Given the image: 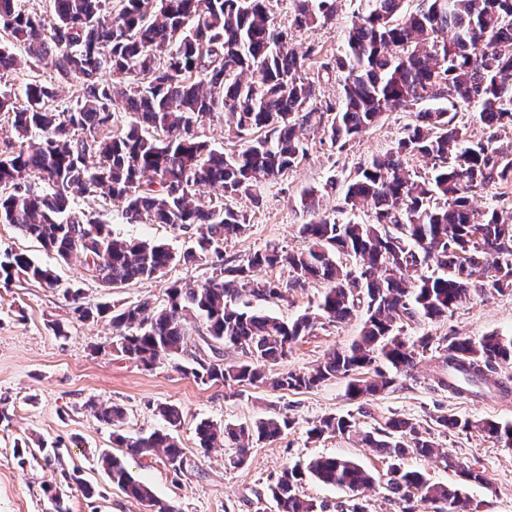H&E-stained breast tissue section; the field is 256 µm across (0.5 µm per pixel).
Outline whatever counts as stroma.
Returning a JSON list of instances; mask_svg holds the SVG:
<instances>
[{
	"instance_id": "1",
	"label": "stroma",
	"mask_w": 512,
	"mask_h": 512,
	"mask_svg": "<svg viewBox=\"0 0 512 512\" xmlns=\"http://www.w3.org/2000/svg\"><path fill=\"white\" fill-rule=\"evenodd\" d=\"M360 8L361 0H337L334 24L315 35L297 37L296 45L304 47L314 40L328 54L340 53L352 17ZM410 120L409 113H390L342 152L310 137L308 158L295 171L265 184L259 202L234 200V207L244 210L250 222L242 235L225 243V257L241 259L273 247L303 249L305 240L299 229L310 215L300 205L302 191H319L320 210L335 213L340 196L322 194L323 184L333 178L344 180L359 163L385 153ZM97 209L120 239L161 242L178 250L191 237L190 232L168 224L127 223L120 207L113 204L101 202ZM4 249L26 251L51 266L58 283L49 288L19 278L10 286L0 285V408L9 415L8 421L0 422V512H55L58 496L72 512H143L139 502L112 486L97 463L99 451L118 455L122 449L113 442L111 427L91 413L88 404L92 401L124 408V430L131 435L164 427L157 406L178 408L181 422L174 434L191 459L192 469L176 472L161 455L127 460L132 474L176 512H276L269 486L284 468L320 456L344 457L373 473L375 483L363 495L368 512H401L398 500L385 489L386 475L394 466L420 471L433 483L462 485L477 512H512V449L476 431H447L435 423L440 415L512 422V399L488 393L463 400L437 390L432 381L434 353L425 354L392 389L367 400L349 399L342 379L299 391L204 384L179 371L174 359L165 358L153 369H144L113 350L110 315L82 320L74 307L106 304L118 309L144 300L159 305L172 283L196 284L210 278V263L178 264L160 278L106 288L81 276L79 260L56 261L36 241L0 224V251ZM361 323L357 316L338 326L317 324L286 358L274 364V371L312 370L328 352L347 347L358 336ZM59 324L65 328L61 336L55 333ZM490 333L512 335V293L478 292L445 318L411 321L403 327L404 336L412 340L421 336L477 338ZM330 414L352 415L355 433L309 438L313 424ZM270 416L291 419V428L276 440L251 448L242 465L234 464V449L207 452L199 445L196 426L200 421L249 425ZM396 416L412 419L440 450L483 472L486 484L462 483L459 474L439 459L412 452L389 458L361 442V433L383 428L388 418ZM36 438L56 449L60 464L48 462L41 452H25V443ZM73 469L80 471L82 484L62 478V471ZM86 484L93 488V495L84 494Z\"/></svg>"
}]
</instances>
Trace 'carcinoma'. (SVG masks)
<instances>
[{
	"label": "carcinoma",
	"instance_id": "carcinoma-1",
	"mask_svg": "<svg viewBox=\"0 0 512 512\" xmlns=\"http://www.w3.org/2000/svg\"><path fill=\"white\" fill-rule=\"evenodd\" d=\"M23 0H0V73L34 68L51 59L55 78L32 80L20 89H0V113L11 116L18 146L0 153V224L36 239L67 262L111 288L153 279L176 264L213 260L219 273L202 284L174 283L161 305L143 301L110 310L78 305L80 319L112 313V345L150 370L163 357L191 358L181 372L203 383L265 385L309 390L332 378L348 380L352 399L393 387L416 366L418 355L438 353L437 387L460 399L477 394L487 372L512 364V336L403 337V323L438 320L468 303L473 278L483 291L512 292V206L479 212L475 195L505 189L512 195V151L465 137L458 114L475 106L490 127L512 131V0H364L346 35L344 50L324 59L311 42L297 52L296 33H315L332 23L336 0H293L284 24L272 0H54L47 18ZM343 75L338 100L318 96L311 72ZM77 87L63 108L56 84ZM412 113L403 135L382 155L358 165L344 180L340 213H367L358 223L316 208L317 191L301 195L312 219L301 226L300 251L275 247L244 260L224 259V243L246 230V213L224 203L248 196L259 202L261 185L297 169L309 154V134L318 132L337 151L383 120L388 112ZM224 117L230 149L201 138L198 127ZM424 160L428 171L410 168ZM217 186L218 197L202 201L197 191ZM112 201L130 224L196 228L191 244L174 251L165 244L120 240L99 213L72 207L78 199ZM286 267L282 283L257 280L258 268ZM53 287L54 271L24 251L0 255V279L16 276ZM310 280L326 284L314 312L285 320L239 306L247 292L282 301ZM359 336L309 372L271 373L322 320L342 324L359 310ZM194 317L209 349L239 350L245 360L206 359L187 328ZM378 360L391 375L371 370ZM375 376H369V373ZM95 417L116 428L114 442L125 455H98L113 485L157 512H175L131 474L125 456L162 454L175 470L191 467L172 432L125 435V412L100 408ZM446 429L475 430L512 448V423L439 416ZM288 418L251 425L202 421L201 448L235 449L241 464L260 442L289 429ZM356 423L330 415L308 434L345 436ZM367 447L387 457L412 451L440 457L466 482L486 483L482 472L455 462L422 436L419 425L392 417L364 434ZM347 490L342 512H367L360 499L374 482L360 464L321 456L285 468L270 487L278 512H327L330 505L298 494L305 476ZM389 491L416 512H463L470 504L459 486L430 484L416 470L395 468Z\"/></svg>",
	"mask_w": 512,
	"mask_h": 512
}]
</instances>
